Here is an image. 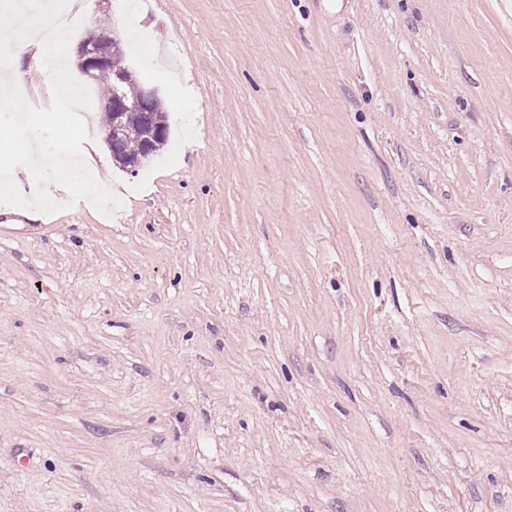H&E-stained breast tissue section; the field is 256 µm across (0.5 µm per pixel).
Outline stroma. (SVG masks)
Instances as JSON below:
<instances>
[{
	"mask_svg": "<svg viewBox=\"0 0 512 512\" xmlns=\"http://www.w3.org/2000/svg\"><path fill=\"white\" fill-rule=\"evenodd\" d=\"M170 136L0 204V512H512V0H80Z\"/></svg>",
	"mask_w": 512,
	"mask_h": 512,
	"instance_id": "1",
	"label": "stroma"
}]
</instances>
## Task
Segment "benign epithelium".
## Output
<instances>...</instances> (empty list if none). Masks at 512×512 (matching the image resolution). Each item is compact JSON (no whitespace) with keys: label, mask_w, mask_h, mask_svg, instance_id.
<instances>
[{"label":"benign epithelium","mask_w":512,"mask_h":512,"mask_svg":"<svg viewBox=\"0 0 512 512\" xmlns=\"http://www.w3.org/2000/svg\"><path fill=\"white\" fill-rule=\"evenodd\" d=\"M118 42L115 34L96 45L79 42L76 51L77 68L83 76L94 81L98 80L103 72L112 71V79L117 89L130 84L143 85L141 94L133 99L120 95L114 97L112 124L105 132V141L110 147L113 160L121 170L133 175L153 156L155 149L164 140L165 130L155 122V113L162 111L163 99L158 87L139 76L124 56L115 53L114 46ZM127 112H141L146 119L139 132L140 139L145 142V149L137 156L129 155L123 147L127 135Z\"/></svg>","instance_id":"1"}]
</instances>
